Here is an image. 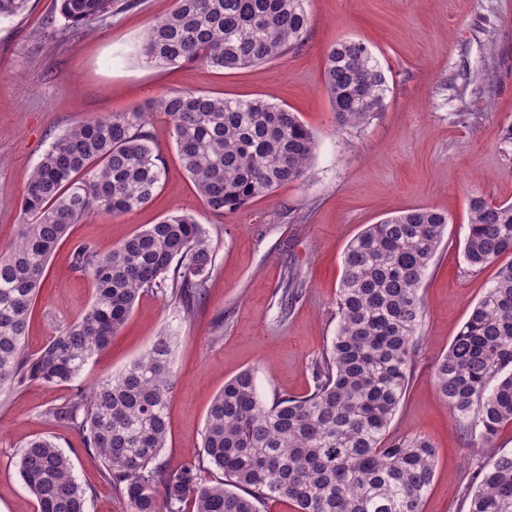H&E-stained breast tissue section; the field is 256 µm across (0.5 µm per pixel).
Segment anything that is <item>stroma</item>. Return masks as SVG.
Wrapping results in <instances>:
<instances>
[{
    "label": "stroma",
    "mask_w": 512,
    "mask_h": 512,
    "mask_svg": "<svg viewBox=\"0 0 512 512\" xmlns=\"http://www.w3.org/2000/svg\"><path fill=\"white\" fill-rule=\"evenodd\" d=\"M124 2L115 0L111 15L87 30L69 26L56 0H31L25 15L0 21V251L17 238L26 184L57 135L173 93L260 98L298 113L316 140L313 174L236 212L213 210L183 172L168 120L154 116L150 129L166 180L141 209L94 213L74 225L70 241L50 258L27 350L37 352L91 303L92 281L73 266L75 243L108 251L177 210L193 215L212 240L205 294L188 318L170 296L145 290L75 382L0 390V512H37L17 465L37 436L71 457L86 512H124L78 431L42 412L122 371L161 331L175 338L171 439L162 453L170 466L197 457L210 403L239 372L253 370L268 402L309 393L313 366L336 330L348 243L366 225L422 206L447 213L450 224L421 283L425 312L414 374L388 438L421 435L437 450L423 512H467L468 475L490 456L464 436L436 389L432 365L495 273L466 268L469 197L512 202V148L502 144L512 124V0H309L301 47L234 70L145 62L142 38L174 0H137L132 8ZM339 38L366 44L387 79L383 112L358 130L339 125L325 91V53ZM289 267L302 278L303 297L284 315L278 286Z\"/></svg>",
    "instance_id": "stroma-1"
}]
</instances>
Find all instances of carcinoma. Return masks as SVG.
Here are the masks:
<instances>
[{
    "mask_svg": "<svg viewBox=\"0 0 512 512\" xmlns=\"http://www.w3.org/2000/svg\"><path fill=\"white\" fill-rule=\"evenodd\" d=\"M29 2L0 0V18L23 14ZM58 3L75 28L112 14V0ZM308 28L307 0H175L173 11L147 29L141 52L166 66L245 68L301 46ZM324 77L340 125L360 129L383 111L384 69L364 43L331 44ZM156 113L170 122L181 166L213 209L234 212L311 172L310 129L296 113L261 99L186 91L58 135L26 185L27 221L0 252V389L76 380L145 289L171 294L184 316L194 314L214 251L203 225L173 214L108 252L76 244L74 265L95 284L91 305L40 351L26 349L49 258L73 225L94 212L131 213L165 180L149 128ZM448 224L447 214L425 207L366 226L344 251L336 331L314 366L313 390L268 404L252 371L224 381L193 462L161 461L173 387L174 337L165 332L122 372L43 416L82 435L126 512H185L187 505L192 512H259L260 504L277 500L295 512H422L436 448L422 436L390 442L387 434L414 371L422 279ZM464 260L473 273L496 272L435 363L434 381L458 424L493 453L466 486L468 512H512V452L494 449L500 429L512 424V203L470 198ZM279 293L286 313L303 293L296 270H286ZM18 469L38 512H85L86 491L72 460L51 440L29 441ZM212 469L224 480H206Z\"/></svg>",
    "mask_w": 512,
    "mask_h": 512,
    "instance_id": "cac0c4a2",
    "label": "carcinoma"
}]
</instances>
